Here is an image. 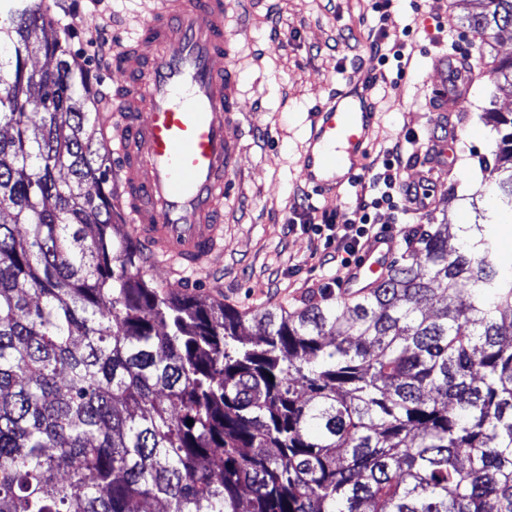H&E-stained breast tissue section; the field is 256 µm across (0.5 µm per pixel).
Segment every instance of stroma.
Listing matches in <instances>:
<instances>
[{"instance_id":"stroma-1","label":"stroma","mask_w":512,"mask_h":512,"mask_svg":"<svg viewBox=\"0 0 512 512\" xmlns=\"http://www.w3.org/2000/svg\"><path fill=\"white\" fill-rule=\"evenodd\" d=\"M373 0H224L225 41L234 88L242 103L236 113L239 152L226 176L224 250L201 269L173 266L140 251V272L154 284L181 289L204 301L216 300L253 314L270 306L295 311L319 302L330 273L324 261L332 244L302 226H290L293 205L306 200L316 219L343 222L356 199V186L324 196L307 192L299 160L306 148L310 112L344 89L357 72L386 73V85L372 89L375 112L369 153L360 178L385 162L384 147L417 137L414 155L405 156L403 177L428 173L430 131L436 129L432 94L442 76L437 58L449 48L472 57L469 93L446 116L454 136L446 169L430 173L431 205L413 212L381 211L380 224L395 237L393 259L406 252L405 238L428 227L449 225L452 234L491 210L490 165L497 135L487 123L489 110L512 112V92L492 73L493 59L512 57V29L494 38L467 29L466 6L445 0L430 14L427 0H396L386 29L401 33L408 19L413 32L404 39L410 65L404 76L383 70L370 45L376 37ZM55 23L68 28L69 49L87 72L102 100L118 85L111 79L106 49L135 33L154 7L153 0H43Z\"/></svg>"}]
</instances>
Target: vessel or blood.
Returning a JSON list of instances; mask_svg holds the SVG:
<instances>
[{
    "instance_id": "vessel-or-blood-1",
    "label": "vessel or blood",
    "mask_w": 512,
    "mask_h": 512,
    "mask_svg": "<svg viewBox=\"0 0 512 512\" xmlns=\"http://www.w3.org/2000/svg\"><path fill=\"white\" fill-rule=\"evenodd\" d=\"M136 38L115 44L121 96L108 118L129 222L152 254L185 268L224 246V178L237 154L229 134L240 104L224 60V0H155ZM370 75L348 81L309 117L300 176L313 194L354 183L375 114ZM392 239L373 242L347 287L381 279Z\"/></svg>"
}]
</instances>
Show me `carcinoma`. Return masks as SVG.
I'll return each instance as SVG.
<instances>
[{"label": "carcinoma", "mask_w": 512, "mask_h": 512, "mask_svg": "<svg viewBox=\"0 0 512 512\" xmlns=\"http://www.w3.org/2000/svg\"><path fill=\"white\" fill-rule=\"evenodd\" d=\"M68 42L40 0L0 12V512H512V113L457 245L425 229L357 298L248 334L136 272Z\"/></svg>", "instance_id": "obj_1"}]
</instances>
